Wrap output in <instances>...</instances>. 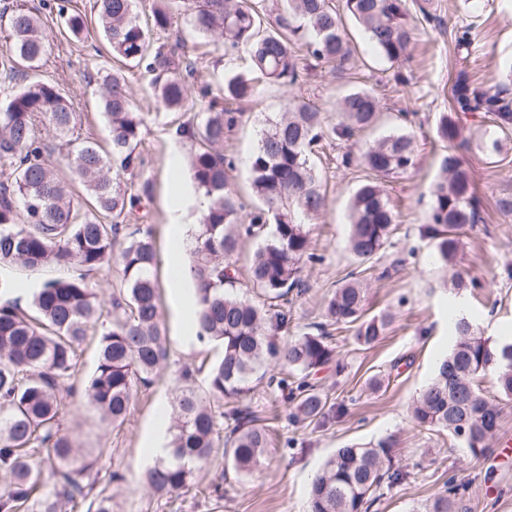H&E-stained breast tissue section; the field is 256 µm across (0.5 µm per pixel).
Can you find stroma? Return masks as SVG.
Masks as SVG:
<instances>
[{
	"label": "stroma",
	"mask_w": 512,
	"mask_h": 512,
	"mask_svg": "<svg viewBox=\"0 0 512 512\" xmlns=\"http://www.w3.org/2000/svg\"><path fill=\"white\" fill-rule=\"evenodd\" d=\"M43 20L48 52L38 74L59 82L78 114L82 135L108 149L109 133L100 107L102 78L114 63L102 50L104 41L95 22V0H23ZM411 10L425 9L433 17L418 28L406 62L379 59L362 31L345 22L347 40L355 50V67L346 78H336L327 68H317L297 88L262 86L258 95L242 103L241 118L224 140V152L234 157L236 167L229 181L246 202L255 205L246 165L255 150L268 116L281 112L289 95L317 106L328 123L336 121V102L349 89L365 87L377 95L380 123L367 131L376 139L402 128L417 143L416 164L406 173L389 179L386 190L397 214L399 230L393 247L387 248L377 269H388L383 278H371L368 306L371 313L392 310L395 322L373 348L357 346L351 330H334L341 361L317 373L314 382L328 398L329 418L324 425L293 423V405L287 393L267 388L254 379L251 407L261 423L272 426V444L266 460L247 473L224 469L223 447L214 450V462L196 474V487L167 499L151 496L142 481L150 463L147 440L159 409L169 408L171 390L183 367L195 368L197 387H205L201 364L212 363L222 349L214 342H187L181 336L180 317L174 305L170 249L169 196L174 176L185 186L193 181L188 165L190 144L172 137L171 113L159 107L148 74L138 67L123 70L128 88L140 111L149 115L143 130L144 165L132 184L150 181L151 201L143 221L151 225L156 243L155 275L160 288L162 332L169 349L168 361L155 376L151 388L138 394L129 419L122 425L101 422L82 403L69 405L63 424L76 437L93 463L99 487L110 484L112 472L125 481L115 490V512H306L312 475L336 448L351 443L375 445L390 442L398 466L407 474L401 483L382 487L371 512H419L447 478L467 486L469 512H512V407L505 408L501 429L490 457L472 460L466 449L448 435L414 427L409 406L431 379L434 364L450 347L449 316L462 311L484 335L498 339L512 336V279L502 269L512 266V210L501 209V200H512V135L500 137L497 128L484 124L487 138H501L504 159L487 163L482 150L472 147L463 155L474 173L483 221L462 238L455 268L435 263L432 242L421 233L431 202V190L441 176L439 156L443 150L436 124L448 109V80L457 70L486 85L512 84V0H409ZM81 14L89 21L78 39L61 35V13ZM474 29L467 58H460L454 42L458 28ZM246 52H220L198 57L193 78L194 105L224 94V77L248 70ZM411 74L412 84L395 85L396 72ZM345 143L324 144L314 157L326 194V206L310 224L313 260L303 262L300 277L304 293L292 304L293 322L285 338L316 332L324 323V300L357 261L348 248L350 197L368 178L361 168L346 169L339 159ZM471 283L462 293L448 288L452 273ZM221 486L223 498H207L200 487Z\"/></svg>",
	"instance_id": "1"
}]
</instances>
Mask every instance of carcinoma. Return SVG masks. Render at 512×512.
I'll return each instance as SVG.
<instances>
[{
    "mask_svg": "<svg viewBox=\"0 0 512 512\" xmlns=\"http://www.w3.org/2000/svg\"><path fill=\"white\" fill-rule=\"evenodd\" d=\"M135 0H96L97 22L112 58L145 66L154 74L155 95L164 107L186 120L172 125L179 140L192 144L189 165L196 188L209 200L194 233L188 278L196 285V339L223 349L207 374L206 390L182 373L174 388L167 445L169 453L147 469L144 484L158 497H173L193 483L195 473L213 456L216 440L228 430L225 462L245 473L260 464L270 446L268 427L255 424L249 405L253 378L268 366L297 375L281 378L295 402V423L327 418V398L310 376L337 361L326 328L280 342L277 335L292 318L289 295L303 293L298 276L310 252L307 224L325 206L312 147L321 140L349 143L341 164L362 166L372 177L361 183L350 202L349 249L364 265L379 260L392 246L397 215L385 189L387 178L414 166L416 143L410 133L394 131L373 141L358 136L380 115L368 89L350 90L338 104L337 122L325 124L318 108L292 99L285 111L267 120L250 155L251 187L259 204L241 217L243 204L228 183L235 161L224 156V135L238 122L232 103L246 102L261 82L296 87L304 67L295 51L306 48L315 65L343 74L352 68L354 51L341 32V17L330 0H277L266 17L263 0H159L151 28L134 13ZM345 12L360 26L378 56L389 62L407 58L414 31L430 22L410 13L408 0H345ZM209 39L213 50H246L251 72L224 83V99L212 98L203 112H187L195 72L184 41L156 44L149 30L167 31L174 19ZM10 41L0 50L3 83H20L0 100V270L53 267L64 272L45 281L30 308L10 298L14 283L0 277V512H114L112 494L94 491L88 466L75 439L61 428L67 398L61 383L76 372L79 347L97 337L98 361L84 381L81 397L108 423L121 424L133 397L166 363L159 288L154 276L157 252L152 228L129 223L151 183L134 194L110 175L141 169L142 131L149 113L138 111L117 71L105 76L102 96L111 151L75 135L76 113L58 87L37 77L47 52L39 16L24 4L13 6ZM482 115L505 136L512 134V97L505 87H485L461 70L450 79L448 111L436 126L445 144L443 178L431 192L422 227L443 265L457 255L462 230L481 221L477 186L463 166L470 148L465 120ZM51 132L70 147L65 178L49 166ZM86 190L74 196L73 182ZM257 247L247 267L256 298L237 293L233 257L243 242ZM119 252H114L116 244ZM121 267L123 291L112 299V327H99L102 302L88 277L112 263ZM365 270L351 271L328 298L330 326L353 329L363 347L378 344L394 320L390 312L367 313ZM454 344L430 382L413 400L416 427L444 432L476 460L484 458L501 427L504 407L512 404V338L493 340L465 317L451 320ZM495 377L499 400L489 401L481 378ZM405 479L394 466L389 443L346 445L336 450L312 478L308 512H370L382 485ZM466 488L452 477L424 505L423 512H468Z\"/></svg>",
    "mask_w": 512,
    "mask_h": 512,
    "instance_id": "cac0c4a2",
    "label": "carcinoma"
}]
</instances>
